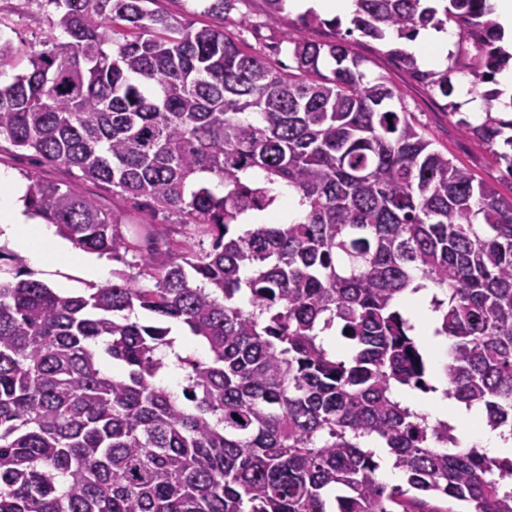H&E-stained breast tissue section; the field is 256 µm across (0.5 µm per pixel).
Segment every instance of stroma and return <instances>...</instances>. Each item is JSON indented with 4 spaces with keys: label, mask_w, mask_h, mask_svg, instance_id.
Here are the masks:
<instances>
[{
    "label": "stroma",
    "mask_w": 512,
    "mask_h": 512,
    "mask_svg": "<svg viewBox=\"0 0 512 512\" xmlns=\"http://www.w3.org/2000/svg\"><path fill=\"white\" fill-rule=\"evenodd\" d=\"M154 6L196 26L203 22L224 24L246 45L264 49L271 62L281 68L293 62L290 52L292 42H325L333 38L329 28L304 26L297 14L292 12L279 22H269L265 0H236L233 9L221 18L204 14L202 0H155ZM0 16L14 27L16 42L25 45L36 43L48 33L46 13L37 0L24 8L20 7L19 0H0ZM355 49L368 57V75L384 78L398 91L403 105L412 112L436 148L446 151L455 163L465 166L477 178L495 186L504 196H512V181L505 179L503 167L494 163L483 142L463 133L457 124L462 117L472 124H479L481 115L469 112L464 107L460 108L458 114H451L445 107V97L412 79L387 54L382 43L361 38L357 40ZM0 170L12 174L21 182L25 181L27 175L33 174L42 180L62 185L76 183L73 173L65 167L40 162L33 152L22 151L6 143L0 145ZM79 186L83 192L98 196L104 208L114 214L146 219L152 224L159 241L178 244L202 238L196 226L177 223L174 216L152 211L140 200L112 194L111 190L90 182ZM18 269L30 273L33 278L62 295H78L96 285L80 260L52 259L46 264L34 265L7 245H0V277L9 278Z\"/></svg>",
    "instance_id": "obj_1"
}]
</instances>
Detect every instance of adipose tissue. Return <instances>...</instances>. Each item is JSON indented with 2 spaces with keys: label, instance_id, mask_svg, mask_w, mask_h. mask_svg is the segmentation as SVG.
Instances as JSON below:
<instances>
[{
  "label": "adipose tissue",
  "instance_id": "adipose-tissue-1",
  "mask_svg": "<svg viewBox=\"0 0 512 512\" xmlns=\"http://www.w3.org/2000/svg\"><path fill=\"white\" fill-rule=\"evenodd\" d=\"M452 40L451 33L427 28L420 30L408 46L421 64L444 67L448 64V50ZM23 195V188L13 177L0 171V243H8L36 265L44 264L52 258L68 256L69 244L56 236L50 225L28 216ZM403 303L415 324L416 334L425 337L428 342L437 386L436 392L426 397L404 396V403L426 415L428 421H446L456 426L462 445H469L471 440L476 439L487 455L512 454V441L504 440L498 431L481 427L483 410L480 406H469L445 397L447 383L442 372L447 360L448 341L434 333L433 317L427 308L425 293L420 291L405 296Z\"/></svg>",
  "mask_w": 512,
  "mask_h": 512
}]
</instances>
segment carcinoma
Listing matches in <instances>:
<instances>
[{
    "instance_id": "carcinoma-1",
    "label": "carcinoma",
    "mask_w": 512,
    "mask_h": 512,
    "mask_svg": "<svg viewBox=\"0 0 512 512\" xmlns=\"http://www.w3.org/2000/svg\"><path fill=\"white\" fill-rule=\"evenodd\" d=\"M45 2L64 38L0 33V76L28 62L0 84V140L213 241L143 247L77 187L31 178V216L86 252L132 254L155 285L114 272L64 296L21 270L0 279V512H441L434 498L512 512V456L460 448L398 396L436 391L400 308L429 288L444 394L512 439V197L432 148L343 37L293 42L281 71L154 0ZM350 23L376 41L485 33L440 72L390 53L445 98L451 75L472 77L486 110L463 127L512 176L495 149L512 148L498 115L512 98L480 90L512 61L489 0H355ZM172 322L210 352L173 353L178 392L157 381ZM333 329L347 352L324 345ZM371 440L406 487L380 477Z\"/></svg>"
}]
</instances>
